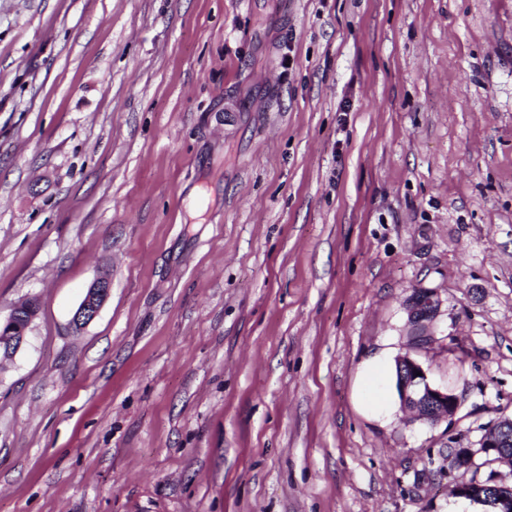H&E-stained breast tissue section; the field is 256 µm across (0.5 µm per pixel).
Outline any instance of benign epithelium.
I'll list each match as a JSON object with an SVG mask.
<instances>
[{
  "label": "benign epithelium",
  "instance_id": "benign-epithelium-1",
  "mask_svg": "<svg viewBox=\"0 0 512 512\" xmlns=\"http://www.w3.org/2000/svg\"><path fill=\"white\" fill-rule=\"evenodd\" d=\"M111 280L106 275L95 278L71 319V327L82 330L98 315L107 301ZM437 310L435 295L430 290L414 293L409 304V318L425 326L434 319ZM35 318V307L16 304L0 318V360L12 358L26 339V329L18 324L31 323ZM398 390L403 409L413 413L418 421L435 423L453 416L458 408L457 397L439 387L433 386L422 364L408 355L397 358ZM512 446V418L499 421L493 431L482 437L478 448H454L448 452V470L458 474L464 469L476 466L475 459L483 455L490 460L498 457L504 449Z\"/></svg>",
  "mask_w": 512,
  "mask_h": 512
}]
</instances>
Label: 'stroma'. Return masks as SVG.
Instances as JSON below:
<instances>
[{
    "instance_id": "stroma-1",
    "label": "stroma",
    "mask_w": 512,
    "mask_h": 512,
    "mask_svg": "<svg viewBox=\"0 0 512 512\" xmlns=\"http://www.w3.org/2000/svg\"><path fill=\"white\" fill-rule=\"evenodd\" d=\"M25 297L0 512H483L447 456L512 418V0H0ZM407 353L453 417L361 381ZM111 290V280L106 275L96 277L87 288L86 294L71 319V327L77 331L84 329L98 315L107 301ZM425 307L427 309L426 318L424 319L421 317H417V315H416L417 310H419L420 308H425ZM436 310H437V301L435 299L434 293L430 290H426V289L419 290V291L415 292L414 295L410 299L409 319L418 321L419 323L425 325V327H426L425 334L423 336V341L419 345H422V344L424 345V344L428 343L432 338V336H430V334H428L427 326L434 319Z\"/></svg>"
}]
</instances>
